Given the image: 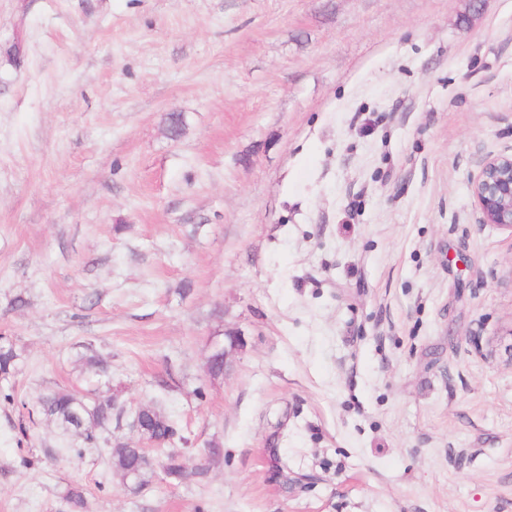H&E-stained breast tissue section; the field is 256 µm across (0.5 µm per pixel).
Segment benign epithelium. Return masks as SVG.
Here are the masks:
<instances>
[{
	"instance_id": "1",
	"label": "benign epithelium",
	"mask_w": 512,
	"mask_h": 512,
	"mask_svg": "<svg viewBox=\"0 0 512 512\" xmlns=\"http://www.w3.org/2000/svg\"><path fill=\"white\" fill-rule=\"evenodd\" d=\"M480 223L512 231V154L487 158L472 180Z\"/></svg>"
}]
</instances>
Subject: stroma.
Listing matches in <instances>:
<instances>
[{
    "label": "stroma",
    "instance_id": "1",
    "mask_svg": "<svg viewBox=\"0 0 512 512\" xmlns=\"http://www.w3.org/2000/svg\"><path fill=\"white\" fill-rule=\"evenodd\" d=\"M504 153L512 0H0V512H512ZM141 405L203 477L112 474ZM472 195L480 223L512 232V153L487 158L472 180ZM19 357L13 343L0 336V381L8 382L18 365ZM114 399L85 400L69 391H55L39 397L36 411L52 421L64 434H74L83 439L84 448L96 442L95 430H108L112 425ZM84 448H76L74 454L82 456Z\"/></svg>",
    "mask_w": 512,
    "mask_h": 512
}]
</instances>
